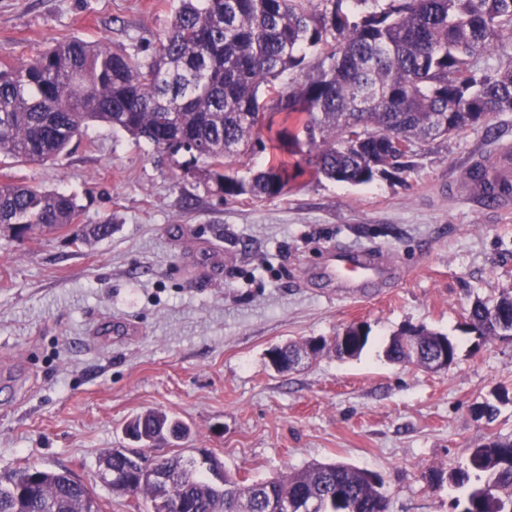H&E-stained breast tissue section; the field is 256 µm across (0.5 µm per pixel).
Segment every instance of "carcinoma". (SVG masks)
I'll return each mask as SVG.
<instances>
[{"mask_svg": "<svg viewBox=\"0 0 512 512\" xmlns=\"http://www.w3.org/2000/svg\"><path fill=\"white\" fill-rule=\"evenodd\" d=\"M178 0L173 20L139 58L108 41H57L19 63L0 62V156L43 164L56 158L91 122H102L155 149L189 154L186 171H200L226 199L277 196L288 186L287 164L268 160L249 177L234 164L262 145L261 131L282 116L278 139L311 152L316 177L363 185L413 166L423 145L448 139L501 112H512V0ZM305 72L282 84L283 74ZM202 166H197V163ZM497 197V183L479 165L468 170ZM81 216L76 196L27 182L0 185V227L18 239L67 232ZM112 235V219L83 225L78 240ZM469 330L480 337L512 333V293L475 303ZM420 353L448 336L413 328ZM395 363L413 357L399 336L385 349ZM126 430L130 452L144 461L171 433L191 430L180 419L147 410ZM123 475L132 461L117 449L99 461ZM169 497L188 512H231L248 496L266 512L269 495L293 501L316 496L325 512H389L379 474L334 462L312 463L245 483L224 474L219 491L204 468L177 454L165 459ZM17 471L0 473V512H83L101 505L68 470L36 468L17 486ZM480 481L471 485V479ZM467 492L459 512H512V439L486 438L470 449L468 465L428 474ZM112 490L164 512L153 484Z\"/></svg>", "mask_w": 512, "mask_h": 512, "instance_id": "obj_1", "label": "carcinoma"}]
</instances>
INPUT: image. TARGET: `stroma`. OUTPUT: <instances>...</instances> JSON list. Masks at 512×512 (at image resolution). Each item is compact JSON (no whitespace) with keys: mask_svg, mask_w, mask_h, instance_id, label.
Returning <instances> with one entry per match:
<instances>
[{"mask_svg":"<svg viewBox=\"0 0 512 512\" xmlns=\"http://www.w3.org/2000/svg\"><path fill=\"white\" fill-rule=\"evenodd\" d=\"M173 0H0V56L23 60L72 36L143 54L173 19ZM512 151V112L422 147L414 165L350 186L303 172L282 195L227 201L186 154L89 124L42 165L0 159V184L74 193L83 225L111 219L89 244L0 228V473L66 468L104 512H134L100 477L129 447L125 425L159 409L191 428L185 457L209 452L252 482L314 463L380 474L389 512H452L464 489L432 490L429 469L466 466L488 434L512 438V402L494 422L476 407L512 390V336L482 340L475 301L512 291V209L471 204L468 169ZM366 250L401 276L355 296L321 271L330 250ZM222 254L220 266L208 254ZM132 320L136 336L99 332ZM369 329L355 358L322 353L279 373L269 351ZM410 326L457 346L448 370L389 362ZM176 448L157 447L156 458Z\"/></svg>","mask_w":512,"mask_h":512,"instance_id":"stroma-1","label":"stroma"}]
</instances>
